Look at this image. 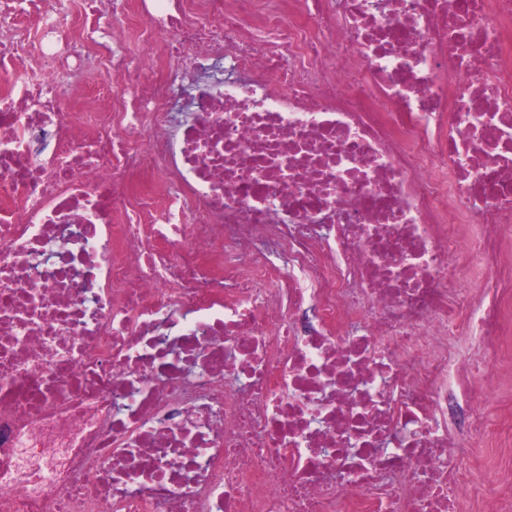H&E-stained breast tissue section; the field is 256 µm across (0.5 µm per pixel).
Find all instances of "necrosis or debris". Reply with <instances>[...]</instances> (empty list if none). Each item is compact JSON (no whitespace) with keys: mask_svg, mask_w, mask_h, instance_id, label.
<instances>
[{"mask_svg":"<svg viewBox=\"0 0 512 512\" xmlns=\"http://www.w3.org/2000/svg\"><path fill=\"white\" fill-rule=\"evenodd\" d=\"M495 363L512 0H0V512H512ZM106 85L112 88V74L103 67L86 70L79 81L68 88L63 95V105L69 108L70 112H76L79 103L89 92L90 88ZM463 451L456 457V467L470 473V482L461 489L462 500L468 501L478 489H496L507 495L512 491V465L505 466L497 455V448L490 447L494 435L462 436Z\"/></svg>","mask_w":512,"mask_h":512,"instance_id":"necrosis-or-debris-1","label":"necrosis or debris"}]
</instances>
